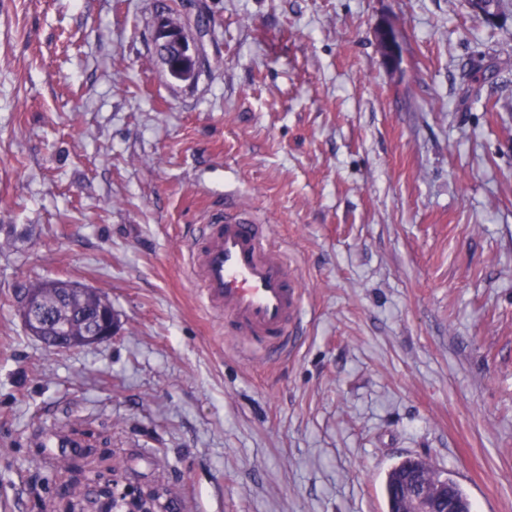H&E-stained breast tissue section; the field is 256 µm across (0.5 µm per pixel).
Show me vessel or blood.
<instances>
[{
  "mask_svg": "<svg viewBox=\"0 0 512 512\" xmlns=\"http://www.w3.org/2000/svg\"><path fill=\"white\" fill-rule=\"evenodd\" d=\"M204 304L223 313L228 333L248 337L263 356L283 354L301 308L300 278L251 208L225 198L191 251Z\"/></svg>",
  "mask_w": 512,
  "mask_h": 512,
  "instance_id": "vessel-or-blood-1",
  "label": "vessel or blood"
}]
</instances>
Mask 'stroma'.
I'll list each match as a JSON object with an SVG mask.
<instances>
[{"mask_svg": "<svg viewBox=\"0 0 512 512\" xmlns=\"http://www.w3.org/2000/svg\"><path fill=\"white\" fill-rule=\"evenodd\" d=\"M165 4L195 80L156 53ZM506 49L512 13L465 0H0V512L93 477L167 512H387L411 456L512 512ZM228 192L301 279L281 358L188 274ZM49 279L103 293L116 336H32L15 293ZM377 37L385 59L394 62L399 54V35L391 24H381L377 28ZM155 38L160 44L176 42L183 55V62L180 65L174 67L168 65L167 69L171 77L180 81H185L189 76L200 69L202 60L197 42L184 38L183 33L177 35L174 31L169 30L168 28H158L155 33ZM192 64L193 67L190 69Z\"/></svg>", "mask_w": 512, "mask_h": 512, "instance_id": "35a3bbf8", "label": "stroma"}]
</instances>
